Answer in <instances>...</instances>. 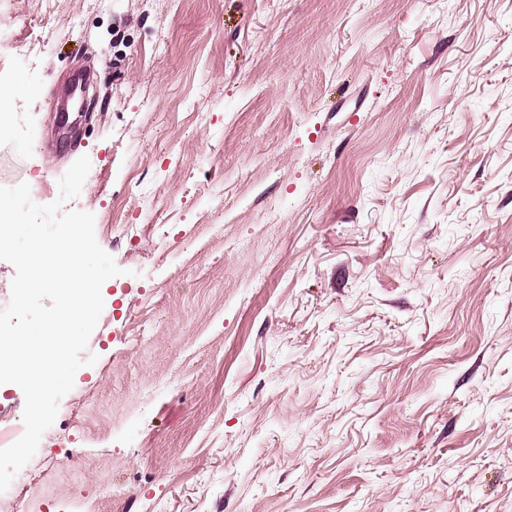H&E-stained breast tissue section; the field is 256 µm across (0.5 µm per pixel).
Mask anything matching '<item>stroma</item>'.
Instances as JSON below:
<instances>
[{
	"instance_id": "1",
	"label": "stroma",
	"mask_w": 512,
	"mask_h": 512,
	"mask_svg": "<svg viewBox=\"0 0 512 512\" xmlns=\"http://www.w3.org/2000/svg\"><path fill=\"white\" fill-rule=\"evenodd\" d=\"M0 105L125 270L22 512H512V0H0Z\"/></svg>"
}]
</instances>
